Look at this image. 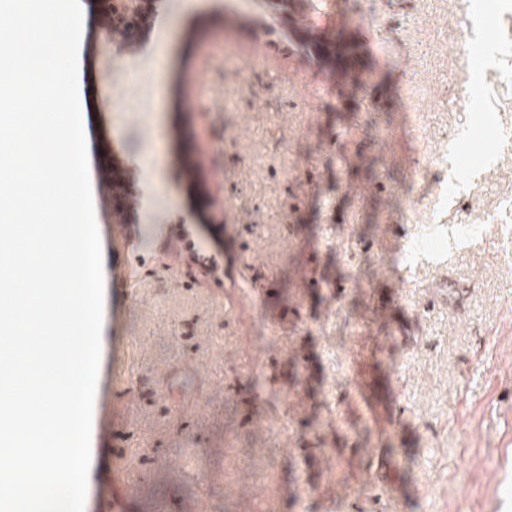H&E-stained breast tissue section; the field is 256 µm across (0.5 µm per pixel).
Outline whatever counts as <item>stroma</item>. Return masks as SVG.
<instances>
[{
    "label": "stroma",
    "instance_id": "obj_1",
    "mask_svg": "<svg viewBox=\"0 0 512 512\" xmlns=\"http://www.w3.org/2000/svg\"><path fill=\"white\" fill-rule=\"evenodd\" d=\"M157 7L133 51L84 19L104 272L118 210L144 261L105 286L85 512H512V0H332L342 77L266 0ZM343 41L341 37L337 41H330L331 46L329 49H331L332 55L329 58V61L330 63H333L336 73L344 72L352 67L359 55V51L351 52V49L348 48L356 45L350 41L345 34H343Z\"/></svg>",
    "mask_w": 512,
    "mask_h": 512
}]
</instances>
